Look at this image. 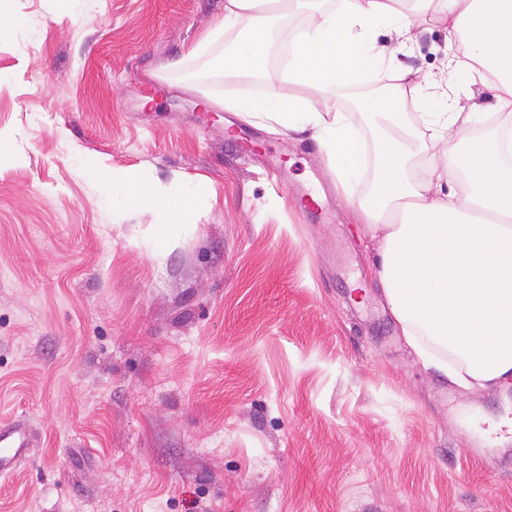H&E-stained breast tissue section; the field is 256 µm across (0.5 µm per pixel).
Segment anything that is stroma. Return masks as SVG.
Here are the masks:
<instances>
[{
	"instance_id": "stroma-1",
	"label": "stroma",
	"mask_w": 512,
	"mask_h": 512,
	"mask_svg": "<svg viewBox=\"0 0 512 512\" xmlns=\"http://www.w3.org/2000/svg\"><path fill=\"white\" fill-rule=\"evenodd\" d=\"M224 0H0V423L40 433L0 512H512V388L425 369L366 225L310 134L274 135L185 74ZM385 85L462 97L457 35L425 17ZM260 144L257 152L248 143ZM204 187L192 224L105 206L78 157ZM320 198L300 209L297 195Z\"/></svg>"
}]
</instances>
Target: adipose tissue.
Instances as JSON below:
<instances>
[{"instance_id":"adipose-tissue-1","label":"adipose tissue","mask_w":512,"mask_h":512,"mask_svg":"<svg viewBox=\"0 0 512 512\" xmlns=\"http://www.w3.org/2000/svg\"><path fill=\"white\" fill-rule=\"evenodd\" d=\"M336 0L330 10L314 9L298 27L287 67L268 80L262 97H228L222 109L238 113L274 134L307 131L318 141L336 185L376 242L379 282L403 336L424 366L436 368L464 389L512 386V164L501 158L498 136L469 138L461 108L436 111L423 95L425 77L402 73L414 93L424 133L389 136L399 124L393 100L372 104L371 117L383 132L375 144L376 176L368 196L354 193L364 176L360 130L332 100L336 91L366 77H378L385 55L370 33L389 26L407 39L413 21L433 12L449 32L462 33L466 86L490 92L495 111L512 117V0ZM291 9L290 0H224V14L209 32L216 40L242 19L252 25L216 68L245 77L266 55L258 40L266 20ZM293 93H283V85ZM324 99L312 106L311 96ZM429 146L425 177L406 174L413 150ZM79 166L102 185L104 199L118 208L151 207L169 223L196 220L205 192L184 187L167 197L134 170H100L91 159Z\"/></svg>"}]
</instances>
